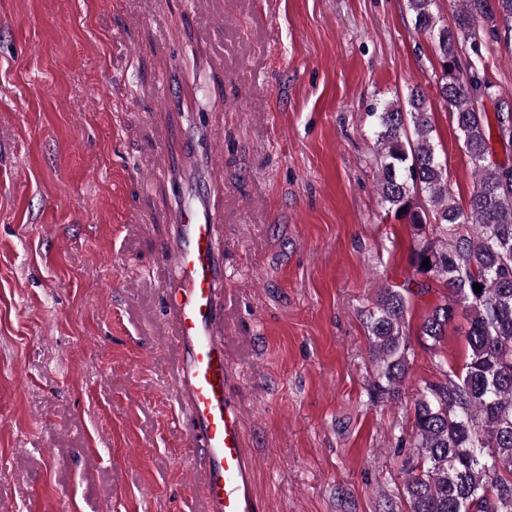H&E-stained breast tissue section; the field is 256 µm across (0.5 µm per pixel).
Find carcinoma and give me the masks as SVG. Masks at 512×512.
<instances>
[{"label": "carcinoma", "mask_w": 512, "mask_h": 512, "mask_svg": "<svg viewBox=\"0 0 512 512\" xmlns=\"http://www.w3.org/2000/svg\"><path fill=\"white\" fill-rule=\"evenodd\" d=\"M415 29L429 35L440 60V97L474 167L467 207L448 189L426 94L383 101L370 116L380 157L377 190L387 210L418 229L414 266L443 281L449 296L422 323L438 343L455 307L468 315L469 354L461 369L443 372L414 402L418 462L405 473L409 512H512V164L491 160L494 145L512 151V108L489 121L482 99L493 85L485 39H512V0H461L455 26L438 25L435 0H408ZM429 266L421 267L424 260ZM482 285L481 292L473 284ZM410 283L383 288L368 312L379 391L393 395L407 378L406 298Z\"/></svg>", "instance_id": "carcinoma-1"}]
</instances>
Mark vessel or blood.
I'll list each match as a JSON object with an SVG mask.
<instances>
[{
	"label": "vessel or blood",
	"mask_w": 512,
	"mask_h": 512,
	"mask_svg": "<svg viewBox=\"0 0 512 512\" xmlns=\"http://www.w3.org/2000/svg\"><path fill=\"white\" fill-rule=\"evenodd\" d=\"M217 133L209 119L189 118L179 148L206 172L204 204L194 208L173 157L158 171L170 198L171 231L154 269L164 288L166 346L173 353L171 379L177 416L189 445L202 455L195 480L202 512H266L255 485V466L244 448L224 333L229 301L224 270V191L214 166Z\"/></svg>",
	"instance_id": "b4317fda"
}]
</instances>
